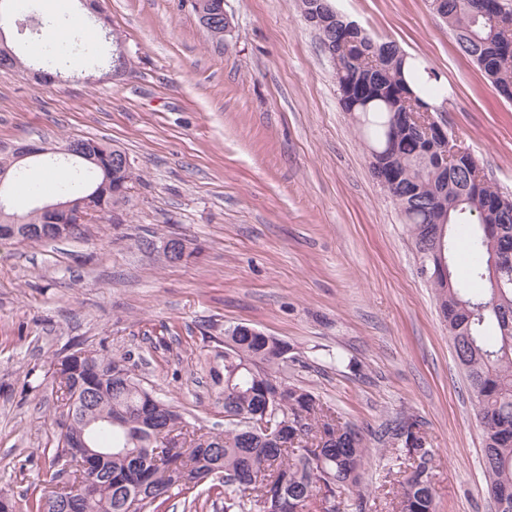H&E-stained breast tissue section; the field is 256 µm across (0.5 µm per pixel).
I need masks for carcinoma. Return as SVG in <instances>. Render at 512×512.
Masks as SVG:
<instances>
[{
    "label": "carcinoma",
    "instance_id": "carcinoma-1",
    "mask_svg": "<svg viewBox=\"0 0 512 512\" xmlns=\"http://www.w3.org/2000/svg\"><path fill=\"white\" fill-rule=\"evenodd\" d=\"M191 2L200 7L196 16L212 46L223 49L224 0ZM470 2L440 0L438 12L461 50L511 102L512 57L500 53L497 20L472 14ZM300 8L322 42L352 43L336 80L339 101L364 133L372 170L385 175L387 193L414 243L445 232L447 281L434 278L429 259L420 258V268L428 270L427 281L444 313L448 338L482 425L485 491L501 505V512H512V276H506L499 289L474 287L487 280L491 251L512 252V210L495 205L497 189L470 179L471 152L464 151L450 168L433 143L409 126L404 113L447 99V90L423 61L410 62L394 42L373 39L331 0H301ZM83 142L100 164L84 161L74 171L86 187L110 179L106 197L97 203V212L105 214L127 196L120 191L121 178L111 177L113 146L90 137ZM459 230L473 257L465 273L454 267ZM290 351L288 341L263 332L251 335L242 324L224 329L222 372H214L226 390L224 433H194L188 446L171 458L153 460L143 451L163 447L167 432L188 423L135 376L128 384L102 380L89 405L76 402L59 411L57 443L42 455L58 478L64 473L66 448L77 435L84 434L94 448L114 449L112 462L98 478L95 512H162L172 492L188 495L199 488L209 497L224 498V512H271L279 500L288 502V512H307L322 490L363 484L367 444L360 431L342 424L311 390L288 380L283 368ZM53 367L64 399L86 391L89 374L84 366L60 357ZM107 413L121 423L90 424ZM302 414L310 420L314 442L289 448L296 431L290 423ZM264 421L280 426V437L266 435L261 430ZM385 434L406 462L400 512H436L432 454L419 419L405 417ZM27 490V512H43L48 492L35 484Z\"/></svg>",
    "mask_w": 512,
    "mask_h": 512
}]
</instances>
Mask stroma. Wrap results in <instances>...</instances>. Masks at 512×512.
Returning a JSON list of instances; mask_svg holds the SVG:
<instances>
[{
    "instance_id": "1",
    "label": "stroma",
    "mask_w": 512,
    "mask_h": 512,
    "mask_svg": "<svg viewBox=\"0 0 512 512\" xmlns=\"http://www.w3.org/2000/svg\"><path fill=\"white\" fill-rule=\"evenodd\" d=\"M125 71L84 58L61 81L0 70V150L92 137L127 152L125 202L65 237L0 241V493L54 489V361L84 344L134 365L205 433L224 429L210 369L239 323L288 340L291 381L368 440L364 512H397L387 425L418 416L437 512H494L482 430L434 291L372 176L333 65L298 0H224L212 47L190 0H99ZM448 89V133L512 195V102L460 49L431 0H335ZM173 236L191 252L163 255Z\"/></svg>"
}]
</instances>
